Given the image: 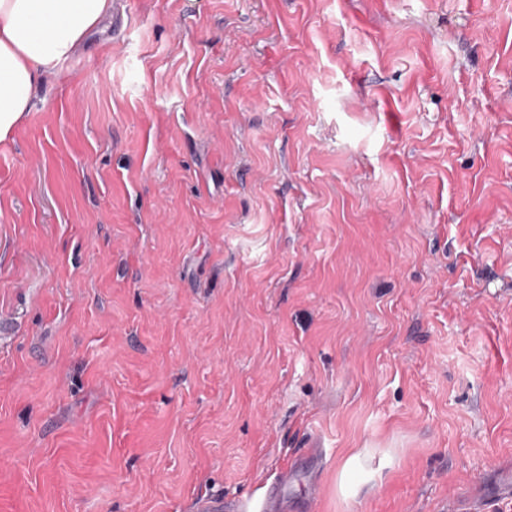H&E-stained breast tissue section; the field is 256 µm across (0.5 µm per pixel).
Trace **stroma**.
I'll list each match as a JSON object with an SVG mask.
<instances>
[{"mask_svg": "<svg viewBox=\"0 0 512 512\" xmlns=\"http://www.w3.org/2000/svg\"><path fill=\"white\" fill-rule=\"evenodd\" d=\"M0 142V512H454L512 469V0H123ZM484 512H512L484 499ZM288 490V478L283 477L273 483L258 502L257 512H281L285 492ZM253 497L244 501L227 502L224 499L201 497L193 503V510L196 512H253L250 511Z\"/></svg>", "mask_w": 512, "mask_h": 512, "instance_id": "1", "label": "stroma"}]
</instances>
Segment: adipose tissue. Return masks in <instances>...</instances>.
I'll return each instance as SVG.
<instances>
[{"label": "adipose tissue", "instance_id": "obj_1", "mask_svg": "<svg viewBox=\"0 0 512 512\" xmlns=\"http://www.w3.org/2000/svg\"><path fill=\"white\" fill-rule=\"evenodd\" d=\"M112 0H0V140L29 111L41 78L55 73Z\"/></svg>", "mask_w": 512, "mask_h": 512}]
</instances>
